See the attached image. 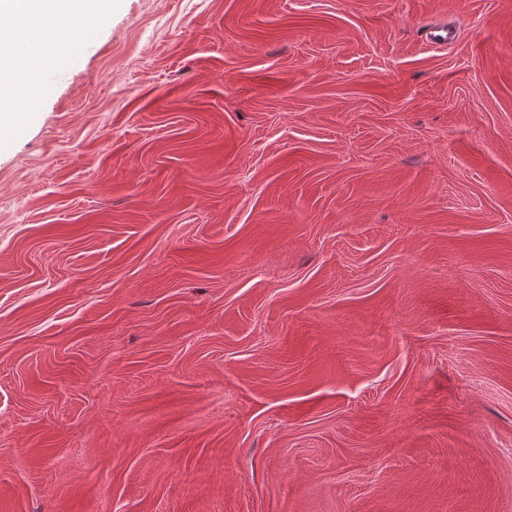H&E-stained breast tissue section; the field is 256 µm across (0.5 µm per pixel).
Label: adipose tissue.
Returning <instances> with one entry per match:
<instances>
[{"mask_svg":"<svg viewBox=\"0 0 512 512\" xmlns=\"http://www.w3.org/2000/svg\"><path fill=\"white\" fill-rule=\"evenodd\" d=\"M111 0H0V128L17 125L25 88L80 54L78 19L105 18Z\"/></svg>","mask_w":512,"mask_h":512,"instance_id":"1","label":"adipose tissue"}]
</instances>
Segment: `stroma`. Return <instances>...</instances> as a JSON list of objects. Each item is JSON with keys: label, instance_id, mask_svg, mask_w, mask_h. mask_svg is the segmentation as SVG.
Listing matches in <instances>:
<instances>
[{"label": "stroma", "instance_id": "stroma-1", "mask_svg": "<svg viewBox=\"0 0 512 512\" xmlns=\"http://www.w3.org/2000/svg\"><path fill=\"white\" fill-rule=\"evenodd\" d=\"M77 35L0 129V512H512V0Z\"/></svg>", "mask_w": 512, "mask_h": 512}]
</instances>
